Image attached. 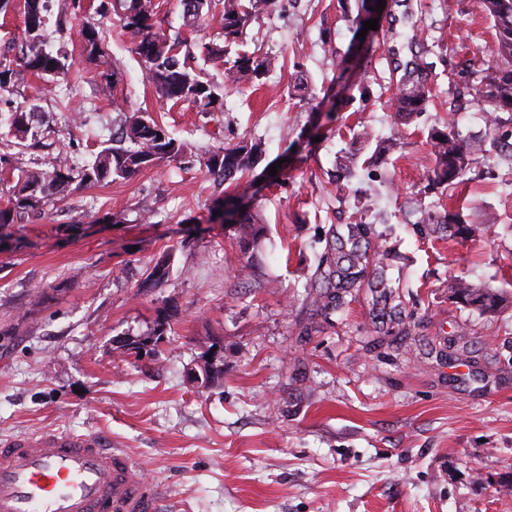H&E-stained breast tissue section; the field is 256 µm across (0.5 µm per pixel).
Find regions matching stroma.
<instances>
[{"label":"stroma","instance_id":"1","mask_svg":"<svg viewBox=\"0 0 512 512\" xmlns=\"http://www.w3.org/2000/svg\"><path fill=\"white\" fill-rule=\"evenodd\" d=\"M80 2L66 33L47 23L42 45L67 53L68 73L0 92V146L13 112H30L36 134L11 149L13 165L52 148L84 164L123 113L148 112L196 157L261 141L278 175L223 184L197 161L165 162L71 184L14 225L0 239V438L102 432L164 488L161 512H512V307L482 313L448 297L456 276L512 299V158L493 149L475 161L466 204L430 194L468 237L412 212L435 165L431 129L453 117L464 135L512 144V108L470 94L476 70L496 62L480 0H389L372 51L349 70L358 0H283L240 40L276 59L263 86H229L222 65L196 55L219 96L208 112L158 96L112 0ZM21 4L0 13V63L16 70L29 54ZM152 8L188 46L219 39L216 21L185 27L179 0ZM87 26L116 72L105 98ZM417 52L432 99L403 123L390 108L395 67ZM300 70L325 104L295 97ZM365 129L397 147L337 180L339 153ZM224 195L260 215L258 244L213 220ZM364 200L368 256L322 308L305 286ZM119 211L125 223L107 221ZM159 264L164 282L143 287ZM161 316L171 333L127 349ZM215 350L222 377L192 381Z\"/></svg>","mask_w":512,"mask_h":512}]
</instances>
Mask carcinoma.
I'll list each match as a JSON object with an SVG mask.
<instances>
[{"label": "carcinoma", "mask_w": 512, "mask_h": 512, "mask_svg": "<svg viewBox=\"0 0 512 512\" xmlns=\"http://www.w3.org/2000/svg\"><path fill=\"white\" fill-rule=\"evenodd\" d=\"M180 2L184 19L192 24L206 19L211 10V0ZM278 4L279 0H224L219 16L224 45L203 44L201 50L205 57L222 61L228 85L252 87L271 70L274 64L272 58L242 51L238 46L243 31L260 16L274 12ZM482 5L494 22L496 54L500 64L483 72L475 93L482 102L494 108L496 99L512 102V0L506 4L502 0H482ZM54 8L57 9L56 25L61 30L80 8V0H24V26L29 42H41L48 16ZM113 11L136 39L135 52L140 56L160 97L189 102L203 111L216 104L218 97L209 80L180 58L183 41L155 30L150 0H114ZM377 17L376 2L361 0V13L355 18L357 30H363V23ZM83 39L87 57L104 69V82L97 86V94L107 96L111 92L107 73L111 61L102 48V37L96 29L89 27L83 30ZM27 68L34 75L55 77L67 72L70 63L64 54L38 50L29 58ZM25 80L21 70L0 69V90L18 86ZM431 97L432 90L423 77L422 63L415 61L413 66L405 67L392 105L398 115L406 116L423 111ZM9 135L20 147L35 137L26 112L16 111L11 115ZM430 145L435 167L426 174L425 179L431 187L450 186L457 180L464 181L472 162L486 151V141L463 136L453 118L448 119L444 129L430 134ZM185 156V144L172 137L149 113H129L117 137L113 138V144L99 151L93 162L80 169H75L69 161L59 157L45 167L19 169L10 198L6 205H0V228L37 213L41 203L68 187L75 179L81 184L111 183L128 179L163 161ZM261 157L260 144H237L205 153L202 162L210 175L226 182L236 179L238 175L243 177L254 173ZM216 210L232 216V224L239 227L242 238L257 241L262 228L257 225L253 213L244 211L228 197L217 200ZM415 211L419 214V223L448 228L446 217L424 204V200L415 201ZM369 233L370 227L362 219L347 225V235H337L335 242L329 245L336 260L326 270L317 269L318 276L306 287L327 288V291L319 294V297L327 300L335 298L329 288L350 287L355 279L352 269L364 256L360 242ZM448 294L467 306L488 313L498 311L503 303V298L491 289L479 288L458 278L448 281Z\"/></svg>", "instance_id": "carcinoma-1"}]
</instances>
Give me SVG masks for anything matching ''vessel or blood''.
Listing matches in <instances>:
<instances>
[{
  "label": "vessel or blood",
  "instance_id": "obj_1",
  "mask_svg": "<svg viewBox=\"0 0 512 512\" xmlns=\"http://www.w3.org/2000/svg\"><path fill=\"white\" fill-rule=\"evenodd\" d=\"M162 498L98 433L0 439V512H158Z\"/></svg>",
  "mask_w": 512,
  "mask_h": 512
}]
</instances>
